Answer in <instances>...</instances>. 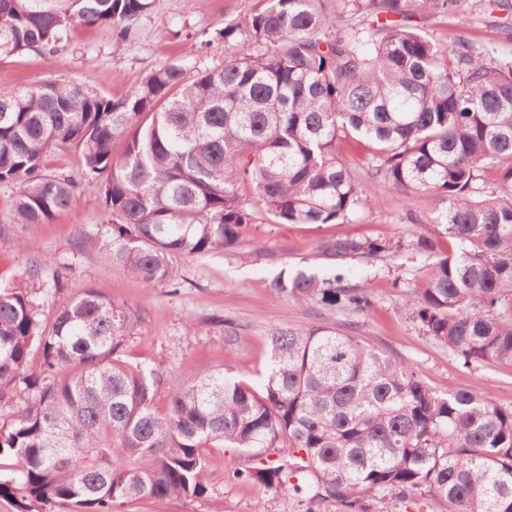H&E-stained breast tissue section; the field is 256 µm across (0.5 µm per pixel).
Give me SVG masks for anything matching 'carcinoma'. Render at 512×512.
<instances>
[{"mask_svg": "<svg viewBox=\"0 0 512 512\" xmlns=\"http://www.w3.org/2000/svg\"><path fill=\"white\" fill-rule=\"evenodd\" d=\"M261 0L224 67L192 56L113 100L50 80L0 88V183L9 224H44L73 181L46 174L54 148L81 150L86 185L112 215L108 264L176 285L172 260L234 248L264 210L280 224H333L371 203L336 152L368 141L371 174L448 250L408 283L405 306L464 364L512 365V58L433 38L425 15L507 28L512 0ZM152 0H0V57L51 51L73 23L125 41ZM122 144L121 152L116 145ZM390 240L330 238L329 260L375 257ZM358 310L367 299L303 268L275 283ZM35 276L0 286V498L17 512H121L207 494V451L278 458L240 476L289 488L306 512H370L386 498L448 512H512V410L475 388L439 395L410 365L329 326L277 328L263 384L216 368L175 382L122 349L137 316L84 288L44 317ZM40 357L32 370V353ZM166 395L161 411L158 401Z\"/></svg>", "mask_w": 512, "mask_h": 512, "instance_id": "cac0c4a2", "label": "carcinoma"}]
</instances>
